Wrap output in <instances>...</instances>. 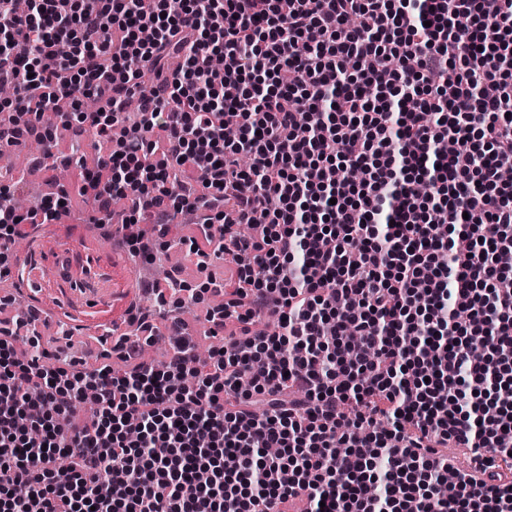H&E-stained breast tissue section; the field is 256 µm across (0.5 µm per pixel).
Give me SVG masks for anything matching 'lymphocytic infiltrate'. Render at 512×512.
I'll list each match as a JSON object with an SVG mask.
<instances>
[{"instance_id":"lymphocytic-infiltrate-1","label":"lymphocytic infiltrate","mask_w":512,"mask_h":512,"mask_svg":"<svg viewBox=\"0 0 512 512\" xmlns=\"http://www.w3.org/2000/svg\"><path fill=\"white\" fill-rule=\"evenodd\" d=\"M0 81V140L115 139L82 181L132 254L189 210L237 267L205 358L175 321L140 362L134 306L121 372L0 326V512H512V0H0ZM11 197L4 252L68 212Z\"/></svg>"}]
</instances>
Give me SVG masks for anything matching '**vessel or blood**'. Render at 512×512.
<instances>
[{
    "label": "vessel or blood",
    "mask_w": 512,
    "mask_h": 512,
    "mask_svg": "<svg viewBox=\"0 0 512 512\" xmlns=\"http://www.w3.org/2000/svg\"><path fill=\"white\" fill-rule=\"evenodd\" d=\"M12 279L21 285L33 284L34 303L53 319L80 324L92 320L102 329L112 325L115 281L70 240H58L48 252L34 245L29 256L15 262Z\"/></svg>",
    "instance_id": "vessel-or-blood-1"
}]
</instances>
